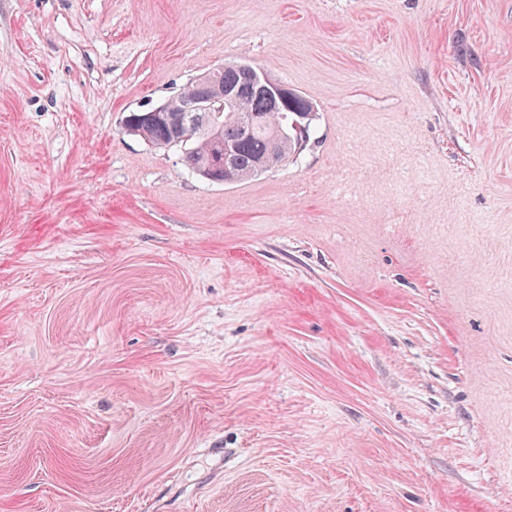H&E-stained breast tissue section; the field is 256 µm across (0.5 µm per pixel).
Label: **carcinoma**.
I'll return each mask as SVG.
<instances>
[{"mask_svg": "<svg viewBox=\"0 0 512 512\" xmlns=\"http://www.w3.org/2000/svg\"><path fill=\"white\" fill-rule=\"evenodd\" d=\"M219 83L235 98L231 112L202 113L195 135L187 142L185 162L195 171L206 170L209 181L239 182L279 166L297 153L296 135L287 119L311 107L303 96L288 99L272 97L262 89L254 73L246 68L226 65L219 71ZM145 112L135 110L124 119L126 131L156 147L177 140L181 129L174 113L163 112L151 122ZM255 116L258 126L243 130V117ZM231 161L224 160V149Z\"/></svg>", "mask_w": 512, "mask_h": 512, "instance_id": "cac0c4a2", "label": "carcinoma"}]
</instances>
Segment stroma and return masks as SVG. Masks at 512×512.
<instances>
[{"instance_id": "35a3bbf8", "label": "stroma", "mask_w": 512, "mask_h": 512, "mask_svg": "<svg viewBox=\"0 0 512 512\" xmlns=\"http://www.w3.org/2000/svg\"><path fill=\"white\" fill-rule=\"evenodd\" d=\"M237 62L282 166L125 131ZM0 512H512V0H0Z\"/></svg>"}]
</instances>
